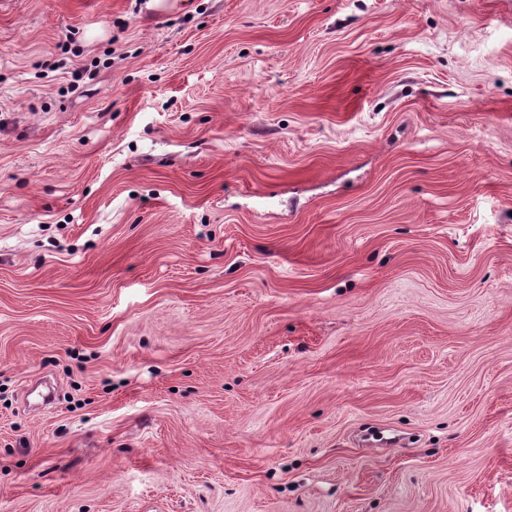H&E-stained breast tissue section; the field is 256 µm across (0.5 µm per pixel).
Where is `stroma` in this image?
I'll list each match as a JSON object with an SVG mask.
<instances>
[{"mask_svg": "<svg viewBox=\"0 0 512 512\" xmlns=\"http://www.w3.org/2000/svg\"><path fill=\"white\" fill-rule=\"evenodd\" d=\"M0 512H512V0H0Z\"/></svg>", "mask_w": 512, "mask_h": 512, "instance_id": "stroma-1", "label": "stroma"}]
</instances>
